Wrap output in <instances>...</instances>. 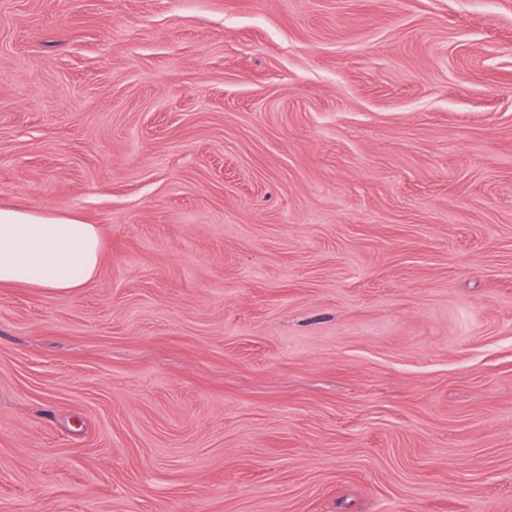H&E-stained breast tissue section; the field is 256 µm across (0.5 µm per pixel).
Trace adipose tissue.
<instances>
[{"mask_svg":"<svg viewBox=\"0 0 512 512\" xmlns=\"http://www.w3.org/2000/svg\"><path fill=\"white\" fill-rule=\"evenodd\" d=\"M97 225L43 212L0 208V285L50 291L87 287L97 277Z\"/></svg>","mask_w":512,"mask_h":512,"instance_id":"obj_1","label":"adipose tissue"}]
</instances>
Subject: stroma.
<instances>
[{"mask_svg":"<svg viewBox=\"0 0 512 512\" xmlns=\"http://www.w3.org/2000/svg\"><path fill=\"white\" fill-rule=\"evenodd\" d=\"M0 512H512V0H0ZM102 243L95 224L0 208V285L50 291L85 288L97 277Z\"/></svg>","mask_w":512,"mask_h":512,"instance_id":"obj_1","label":"stroma"}]
</instances>
